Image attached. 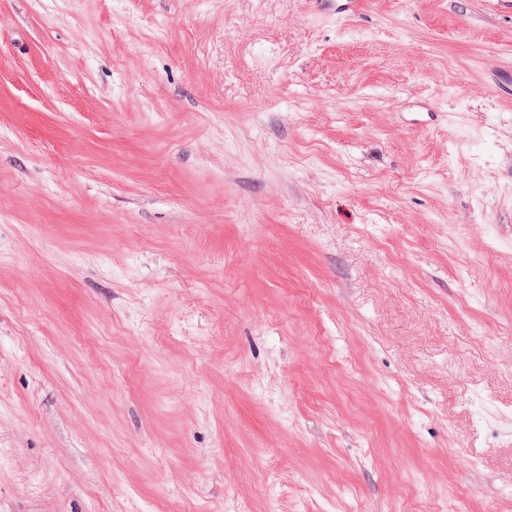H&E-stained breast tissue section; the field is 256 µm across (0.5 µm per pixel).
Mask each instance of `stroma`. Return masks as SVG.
Wrapping results in <instances>:
<instances>
[{
    "label": "stroma",
    "instance_id": "1",
    "mask_svg": "<svg viewBox=\"0 0 512 512\" xmlns=\"http://www.w3.org/2000/svg\"><path fill=\"white\" fill-rule=\"evenodd\" d=\"M309 2L0 0V512H512V0Z\"/></svg>",
    "mask_w": 512,
    "mask_h": 512
}]
</instances>
